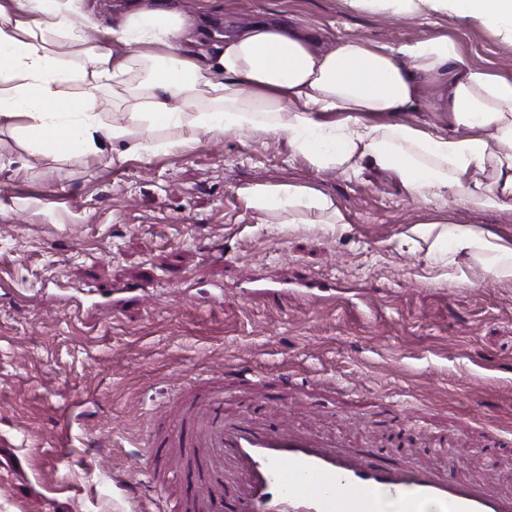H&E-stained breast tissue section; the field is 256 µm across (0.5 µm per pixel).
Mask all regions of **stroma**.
<instances>
[{"label": "stroma", "mask_w": 512, "mask_h": 512, "mask_svg": "<svg viewBox=\"0 0 512 512\" xmlns=\"http://www.w3.org/2000/svg\"><path fill=\"white\" fill-rule=\"evenodd\" d=\"M195 37L276 16L326 46L445 36L464 61L512 79V43L449 16L394 21L351 0H179ZM122 162H51L0 127V512H160L186 500L193 449L168 439L175 392L220 390L228 416L273 418L350 447L389 417L420 458L512 492V282L435 263L412 225L452 216L512 236V210L423 204L388 173L319 171L285 141L239 133ZM335 198L346 227L284 224L255 184ZM256 381L237 389L232 371ZM289 385H280L281 376ZM154 420L165 466L144 468ZM133 484L137 493L121 491Z\"/></svg>", "instance_id": "obj_1"}]
</instances>
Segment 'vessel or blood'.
<instances>
[{"label": "vessel or blood", "mask_w": 512, "mask_h": 512, "mask_svg": "<svg viewBox=\"0 0 512 512\" xmlns=\"http://www.w3.org/2000/svg\"><path fill=\"white\" fill-rule=\"evenodd\" d=\"M176 437L206 449L200 512H512V493L455 464L394 462L371 444L346 448L278 422L231 420L220 392Z\"/></svg>", "instance_id": "vessel-or-blood-1"}]
</instances>
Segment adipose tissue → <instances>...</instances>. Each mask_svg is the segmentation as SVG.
<instances>
[{
    "instance_id": "adipose-tissue-1",
    "label": "adipose tissue",
    "mask_w": 512,
    "mask_h": 512,
    "mask_svg": "<svg viewBox=\"0 0 512 512\" xmlns=\"http://www.w3.org/2000/svg\"><path fill=\"white\" fill-rule=\"evenodd\" d=\"M73 0H12L0 6V125H17L32 154L57 161L153 156L192 147L193 133L280 136L318 170L392 174L409 198H453L463 206L512 209V80L465 63L445 37L400 46L360 38L328 51L307 28L270 18L251 22L214 51L198 47L176 0H135L115 17L112 46L86 44ZM396 16L452 15L512 42V0H360ZM61 40L77 58L57 54ZM80 80L71 96L63 85ZM111 92V122L97 110ZM436 100L439 122L401 121ZM246 193L264 214H302L336 225L334 199L296 185H254ZM430 240L428 257L479 260L512 281V239L475 224L413 225Z\"/></svg>"
}]
</instances>
